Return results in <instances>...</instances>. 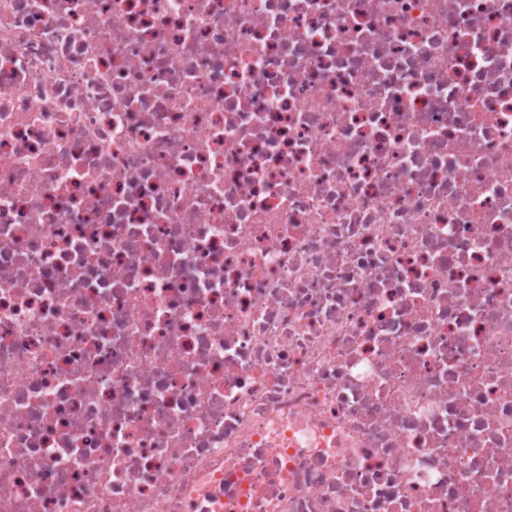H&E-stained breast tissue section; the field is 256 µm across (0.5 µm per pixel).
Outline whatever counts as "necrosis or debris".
<instances>
[{
    "mask_svg": "<svg viewBox=\"0 0 512 512\" xmlns=\"http://www.w3.org/2000/svg\"><path fill=\"white\" fill-rule=\"evenodd\" d=\"M0 512H512V0H0Z\"/></svg>",
    "mask_w": 512,
    "mask_h": 512,
    "instance_id": "4bbe7bcc",
    "label": "necrosis or debris"
}]
</instances>
